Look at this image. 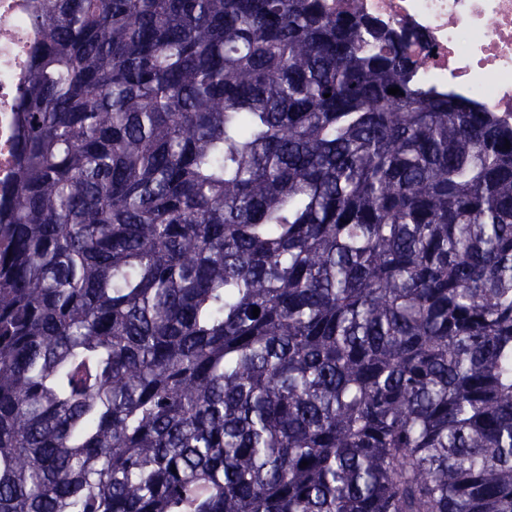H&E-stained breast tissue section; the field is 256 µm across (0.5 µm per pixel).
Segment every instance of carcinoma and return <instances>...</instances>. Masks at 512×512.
I'll use <instances>...</instances> for the list:
<instances>
[{"mask_svg":"<svg viewBox=\"0 0 512 512\" xmlns=\"http://www.w3.org/2000/svg\"><path fill=\"white\" fill-rule=\"evenodd\" d=\"M32 24L0 512H512V115L325 0Z\"/></svg>","mask_w":512,"mask_h":512,"instance_id":"obj_1","label":"carcinoma"}]
</instances>
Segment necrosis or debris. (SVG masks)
<instances>
[{
    "mask_svg": "<svg viewBox=\"0 0 512 512\" xmlns=\"http://www.w3.org/2000/svg\"><path fill=\"white\" fill-rule=\"evenodd\" d=\"M379 26L412 36L427 54L423 77L490 112L512 114V0H329ZM37 0H0V187L16 164L18 91L36 45L30 15Z\"/></svg>",
    "mask_w": 512,
    "mask_h": 512,
    "instance_id": "4bbe7bcc",
    "label": "necrosis or debris"
}]
</instances>
